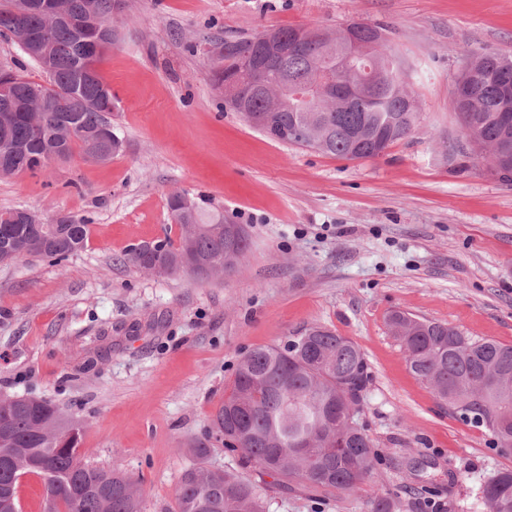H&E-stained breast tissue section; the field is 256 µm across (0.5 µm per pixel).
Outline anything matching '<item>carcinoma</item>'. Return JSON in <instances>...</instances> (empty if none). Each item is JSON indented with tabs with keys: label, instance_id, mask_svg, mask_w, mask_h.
Wrapping results in <instances>:
<instances>
[{
	"label": "carcinoma",
	"instance_id": "carcinoma-1",
	"mask_svg": "<svg viewBox=\"0 0 512 512\" xmlns=\"http://www.w3.org/2000/svg\"><path fill=\"white\" fill-rule=\"evenodd\" d=\"M31 0H0V36L9 38L12 22L26 14L29 28L44 33L25 55L43 65L48 51L47 83L10 74L8 93L18 104L39 90L43 94L41 123L24 112L8 126L0 125V177L34 174L68 160L74 147L87 153L101 140L112 142L109 155L121 146L107 114L116 105L105 93L98 71L101 55L112 47L116 35L102 41L98 55L87 59L78 52L72 29L66 24L45 25L28 10ZM67 15L78 20L95 17L112 26V16L123 11V0H59ZM351 26L332 31L291 51L276 73H258L257 82L277 77L285 83L281 111L270 113L272 102L262 92L249 100L252 112L295 123L307 131L293 144L342 159L367 160L381 156L391 145L417 128L420 112L403 77L401 61L390 51L387 28L364 27V44L357 62L360 75L370 81L372 105L346 100L336 86L320 100L309 103L296 96L299 88L319 81L322 71L336 64V52ZM260 34L241 35L218 43L222 52L211 60L217 89L237 82L244 62L259 52ZM469 68L467 91L459 109L462 128L471 147L486 155L495 173L512 175V121L503 120L501 84L512 80V58L465 52ZM26 151L6 152L10 144ZM186 194L169 198L178 242L166 237L150 254L132 247L126 263L152 267L155 274L170 275L173 257L182 253L206 259L218 268L234 266L247 250L224 251V212L196 200L185 207ZM89 220L66 224H33L17 210H0V253L42 256L62 262L85 247ZM393 335L403 348L412 373L425 382L435 397L460 419L488 429L496 449L512 455V346L492 339H473L446 323L419 319L402 311L389 316ZM367 383L366 361L348 338L321 325L302 327L277 345L255 347L237 360L229 392L211 421V432L224 449L242 462L276 477L279 482L306 489L355 492L371 475L376 452L358 414ZM235 405L238 423L245 431L240 443L224 439V415ZM84 426L49 402L26 398L19 402L0 396V512H21L15 496L19 482L38 478L43 486L40 512H142L141 479L118 467L106 469L83 460L80 446ZM489 512H512V470L490 477L481 487ZM177 512H267L259 487L234 470L204 465L186 471L176 490ZM390 495L368 503V512H395Z\"/></svg>",
	"mask_w": 512,
	"mask_h": 512
}]
</instances>
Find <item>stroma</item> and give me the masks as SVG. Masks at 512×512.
Instances as JSON below:
<instances>
[{
	"instance_id": "stroma-1",
	"label": "stroma",
	"mask_w": 512,
	"mask_h": 512,
	"mask_svg": "<svg viewBox=\"0 0 512 512\" xmlns=\"http://www.w3.org/2000/svg\"><path fill=\"white\" fill-rule=\"evenodd\" d=\"M312 21L387 27L420 123L384 155L348 161L273 141L225 108L204 47ZM112 24L98 70L120 152L0 177V209L90 220L66 261L0 263V395L82 420L89 463L140 476L144 512H175L187 469L239 467L210 420L241 352L321 324L364 354L359 420L377 460L346 495L245 470L269 512H367L393 491L396 512H489L478 489L512 456L410 372L386 318L403 310L512 345V179L472 152L452 96L463 50L512 57V0H125ZM176 191L245 227L229 275L123 263L138 243L178 238Z\"/></svg>"
}]
</instances>
